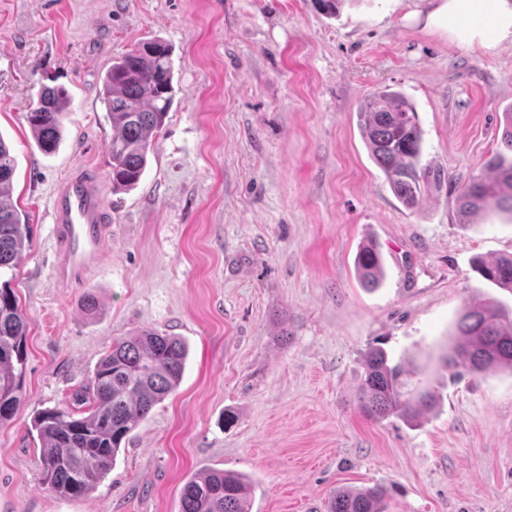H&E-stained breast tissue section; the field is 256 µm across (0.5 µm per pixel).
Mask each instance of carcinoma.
Segmentation results:
<instances>
[{"mask_svg":"<svg viewBox=\"0 0 512 512\" xmlns=\"http://www.w3.org/2000/svg\"><path fill=\"white\" fill-rule=\"evenodd\" d=\"M174 60L162 42L138 44L102 77L101 104L112 125L111 174L115 190L137 187L144 175L152 135L164 125L174 102ZM70 97L62 86L41 88L27 113L37 145L46 154L58 148ZM360 128L375 163L393 193L413 209L421 200L422 130L413 105L400 91L376 90L358 112ZM489 173L471 178L458 196L463 219L492 209L512 212V161L498 154ZM15 169L10 147L0 135V270L13 267L28 243V224L9 203ZM474 270L494 287L512 294V256L491 263L478 259ZM362 284L376 287L384 276L377 244H363L356 256ZM28 321L10 282L0 283V427L10 424L25 395L22 380L27 363ZM187 360L185 344L174 336L144 329L117 338L98 362L93 376L74 403L85 407L38 413L31 424L41 442L39 470L46 489L70 497L94 491L111 472L123 441L146 420L152 409L180 385ZM440 361L448 369L484 372L505 366L512 370V307L485 302L466 305ZM418 367L390 364L375 349L366 356L359 409L380 421L397 417L414 421L435 402L434 393L414 385ZM382 486L340 489L329 512H387ZM181 512H251L250 482L240 473L211 469L191 476L181 492Z\"/></svg>","mask_w":512,"mask_h":512,"instance_id":"carcinoma-1","label":"carcinoma"}]
</instances>
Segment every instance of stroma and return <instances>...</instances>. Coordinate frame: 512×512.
I'll list each match as a JSON object with an SVG mask.
<instances>
[{
	"label": "stroma",
	"instance_id": "obj_1",
	"mask_svg": "<svg viewBox=\"0 0 512 512\" xmlns=\"http://www.w3.org/2000/svg\"><path fill=\"white\" fill-rule=\"evenodd\" d=\"M436 0H0V136L16 161L12 205L29 243L9 280L29 320L25 401L0 428V512H181L186 479L233 470L252 512H328L337 489L385 486L388 512H512V371L437 368L462 308L512 294L475 258L512 255V213L461 223L456 199L502 151L512 40L489 17L470 38L429 18ZM159 38L174 103L146 174L112 189L100 79ZM71 106L43 154L26 114L42 85ZM401 91L423 131L424 186L405 208L371 158L360 105ZM93 167L110 214L102 259L79 287L54 274L49 211ZM385 278L364 287L361 244ZM99 308L87 314L83 300ZM154 329L189 356L174 394L131 433L85 497L41 483V411L72 406L114 339ZM426 368L438 403L414 424L358 408L365 358ZM237 420L225 426V411ZM356 271L366 287L378 286L384 276L383 257L377 244L369 241L363 244L356 256Z\"/></svg>",
	"mask_w": 512,
	"mask_h": 512
}]
</instances>
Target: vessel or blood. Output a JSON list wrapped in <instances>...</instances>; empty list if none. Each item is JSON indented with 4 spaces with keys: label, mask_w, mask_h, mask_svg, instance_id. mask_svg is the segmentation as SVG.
I'll return each instance as SVG.
<instances>
[{
    "label": "vessel or blood",
    "mask_w": 512,
    "mask_h": 512,
    "mask_svg": "<svg viewBox=\"0 0 512 512\" xmlns=\"http://www.w3.org/2000/svg\"><path fill=\"white\" fill-rule=\"evenodd\" d=\"M51 217L60 282H79L97 267L104 246L108 214L96 177L87 170L71 174L51 200Z\"/></svg>",
    "instance_id": "b4317fda"
}]
</instances>
